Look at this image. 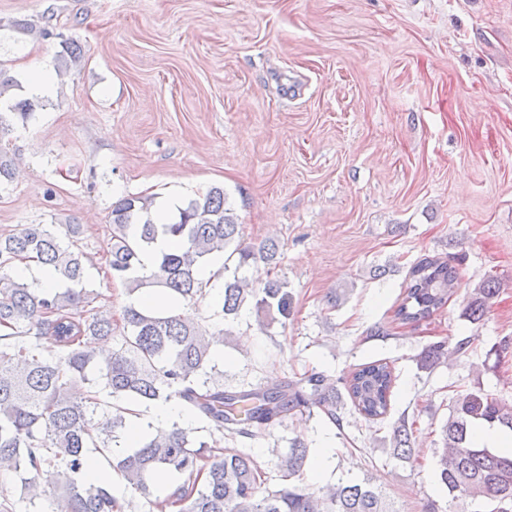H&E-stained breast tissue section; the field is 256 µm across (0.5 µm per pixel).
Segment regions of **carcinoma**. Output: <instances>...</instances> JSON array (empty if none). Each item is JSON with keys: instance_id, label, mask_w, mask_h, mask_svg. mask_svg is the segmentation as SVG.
Wrapping results in <instances>:
<instances>
[{"instance_id": "carcinoma-1", "label": "carcinoma", "mask_w": 512, "mask_h": 512, "mask_svg": "<svg viewBox=\"0 0 512 512\" xmlns=\"http://www.w3.org/2000/svg\"><path fill=\"white\" fill-rule=\"evenodd\" d=\"M38 107L21 100L0 111V137L12 120L27 117ZM155 198L131 196L112 204L107 265L112 278L133 294L145 287L162 288L175 303L203 295L201 266L216 256L232 259L235 270L259 257L275 262L278 245L269 240L250 250L238 240L239 224L226 207L224 189L212 187L178 207L168 224L151 220ZM79 224H30L0 234V473H25L24 499L29 504L45 495L54 498V512H123L110 481L93 475V452L109 451L126 429L133 407L179 400L189 412L215 430L263 436L272 423L297 411L319 408L334 425L342 400L336 385L312 373L288 386L226 391L224 382L207 368L213 346L224 331L210 332L175 310L150 311L133 304L124 309L121 347L97 356L84 349L89 338L101 342L112 335V317L94 312V290L85 278V255L78 242ZM159 236L174 241L161 253L157 270L146 275L140 255ZM16 261L54 269L63 288H40L16 281L5 269ZM457 278L455 267L437 257L417 261L394 312L401 324L429 318L448 302ZM286 283L272 279L256 290L233 276L224 281L220 303L223 319H235L245 304L259 310L284 309ZM499 292L490 278L473 289L466 308L473 324L483 320ZM52 339L59 348L54 359L44 358L40 341ZM471 339L451 345L428 344L417 362L430 370L451 355L466 353ZM396 376L381 360L356 367L344 378L349 400L369 420L384 418ZM512 431V406L481 391L453 398L441 429V447L434 468L448 490L450 502L512 512V454L481 448L472 439L478 424ZM191 430L173 424L145 435L133 448L112 457L114 471L126 486L148 503L170 512H398L395 502L370 480H348L315 491L297 484L308 447L296 437L279 454L281 484L267 486V472L252 455L233 448L219 451L217 441L195 442ZM413 423L400 418L392 427L391 456L412 458ZM176 476L175 490L164 497L159 476Z\"/></svg>"}]
</instances>
